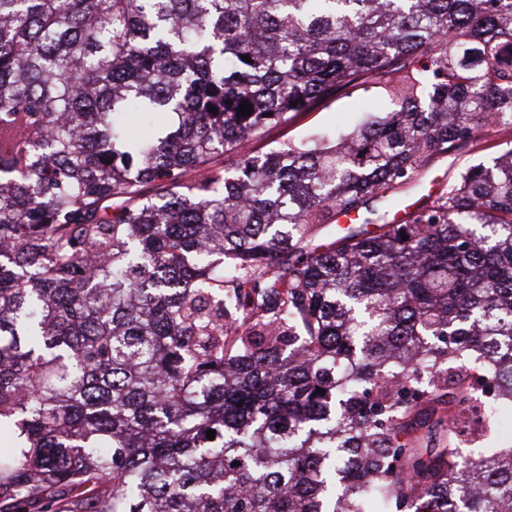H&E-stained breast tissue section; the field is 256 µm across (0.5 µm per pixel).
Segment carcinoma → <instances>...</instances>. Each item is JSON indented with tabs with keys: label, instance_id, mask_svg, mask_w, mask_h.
I'll use <instances>...</instances> for the list:
<instances>
[{
	"label": "carcinoma",
	"instance_id": "1",
	"mask_svg": "<svg viewBox=\"0 0 512 512\" xmlns=\"http://www.w3.org/2000/svg\"><path fill=\"white\" fill-rule=\"evenodd\" d=\"M460 367L512 399V0H0V512H512L409 432ZM388 108V99L381 90L366 82L318 104L311 112L298 114L286 125L270 128L254 146L265 152L286 141L299 144L314 135L334 134L361 121L369 113L386 112ZM495 142H490L484 151L475 153L472 147H463L452 155L436 159L431 169L424 174L418 186L407 192L408 203L417 202L420 205L425 198H420L428 192H434L441 182H448L461 169L477 161H490L497 157L501 152V147L495 146Z\"/></svg>",
	"mask_w": 512,
	"mask_h": 512
}]
</instances>
